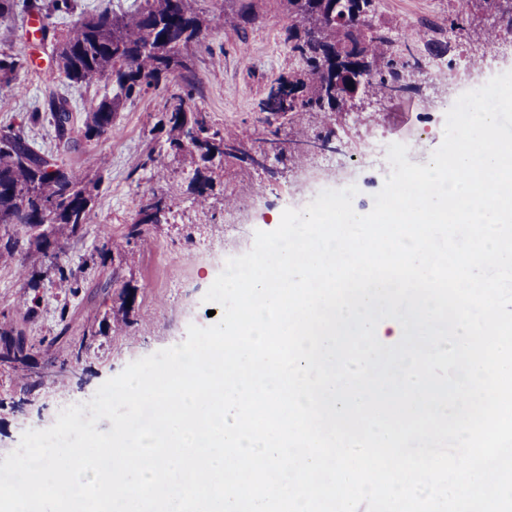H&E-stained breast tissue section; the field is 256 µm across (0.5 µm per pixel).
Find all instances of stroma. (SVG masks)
Instances as JSON below:
<instances>
[{
    "label": "stroma",
    "instance_id": "1",
    "mask_svg": "<svg viewBox=\"0 0 512 512\" xmlns=\"http://www.w3.org/2000/svg\"><path fill=\"white\" fill-rule=\"evenodd\" d=\"M259 5L256 22L233 25L231 0H196V8L206 12L211 23L191 55L193 88L178 78L161 79L123 102L111 133L88 140L78 123L67 147L59 144L48 121L30 120L45 88L55 89L77 109L86 99L114 95L111 80L71 86L58 74L49 42L28 39L27 13L19 9L0 18V53L18 55L25 63L13 81L0 84V130H22L36 150L53 155L59 165L93 169L103 176L89 223L59 241L63 259L84 269L79 292L71 293L52 275H42L38 309L29 314L23 303L29 290L17 264L0 262V325L22 330L39 363L44 356L40 339L56 337L64 327L79 336L90 325L108 324L106 334L84 356L88 371L83 378H66L25 394L20 370L0 362V459L18 447L26 430L51 427L63 409L90 400L130 362L180 344L189 325H211L210 306L203 297L227 259L248 252L255 231L271 230L273 214L305 208L317 184L351 176L359 190L356 210L368 213L384 179L378 166L361 155L366 134L410 139L408 160L427 164L443 140L453 97L488 80L486 60H494L497 72L512 70V54L502 48L506 29L491 28L482 12L469 10L462 43L431 58L426 74L416 80L417 92L343 114V153L318 154L303 165L279 162L280 174L274 179L225 158L202 203L192 182L195 165L190 157L169 158L163 168L148 163L149 153L162 139L156 125L165 100L189 91L192 105L208 112L217 127L258 145L264 136L257 120L258 100L280 74L303 66L285 41L294 19L282 0H259ZM375 5L376 22L391 27L398 39L421 47L432 38L433 27H447L461 0H375ZM259 185L265 188L260 198L253 193ZM155 192L172 195L167 223L149 225L142 240L127 242L125 233L141 200ZM105 241L114 262L122 265L123 281L134 288L130 316L135 324L129 328L119 327L114 318L119 289L111 284V265L88 262Z\"/></svg>",
    "mask_w": 512,
    "mask_h": 512
}]
</instances>
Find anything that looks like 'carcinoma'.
Wrapping results in <instances>:
<instances>
[{
	"mask_svg": "<svg viewBox=\"0 0 512 512\" xmlns=\"http://www.w3.org/2000/svg\"><path fill=\"white\" fill-rule=\"evenodd\" d=\"M288 13L296 23L287 29L286 41L292 54L304 68L277 78L256 106L263 114L261 121L269 127L276 124L271 116L282 111L289 119L306 112L324 115L325 123L314 138L331 141L337 138L336 113L345 107L336 98V85L348 91L347 78L366 72L369 80L365 93L383 96L397 89L401 76L421 72L429 56L447 48L442 40L444 29L426 43V53L410 45L395 48L393 31L374 21L375 0H366L369 9L355 11L346 0H285ZM480 7L498 25L512 30V0H477ZM29 12L49 17L53 13H74V0H26ZM207 20L194 8V0H143L131 12L117 14L97 8L82 13L62 39L53 36L55 62L59 74L73 85L90 84L110 78L116 85L112 98L89 99L84 102V137L98 138L112 130L115 112L123 101L159 82L161 77H176L190 71L189 51L199 41ZM18 62L6 53L0 54V82L15 79ZM50 116L58 141L71 143L74 118L69 102L54 90L44 94L43 111L31 113L39 121ZM165 131L166 151L194 155L203 168L197 169L196 184L200 201L212 189L208 172L215 161L224 160V145L232 149L230 157L246 161L250 148L232 133L215 128L207 113L188 106L181 95L166 100L159 120ZM194 130L198 138L193 148L183 146L185 131ZM97 182L85 172L60 166L51 155L36 151L20 131L0 133V224L21 225L26 236L1 235L0 258L17 261L26 272L31 248L42 257L59 251L58 236L72 234L87 223L93 191ZM167 205L161 200L140 206L137 219L129 227L126 238L142 239L143 226L166 222ZM60 284L76 291L80 288L83 269H74L61 260L51 267ZM15 328L0 327V342L6 352L0 360L15 364L23 372V390L42 384L47 374L61 376L69 363L57 362L49 356L42 370L34 371L27 348L15 345ZM98 331L89 327L82 336L70 340L71 360L79 363L91 347Z\"/></svg>",
	"mask_w": 512,
	"mask_h": 512,
	"instance_id": "cac0c4a2",
	"label": "carcinoma"
}]
</instances>
